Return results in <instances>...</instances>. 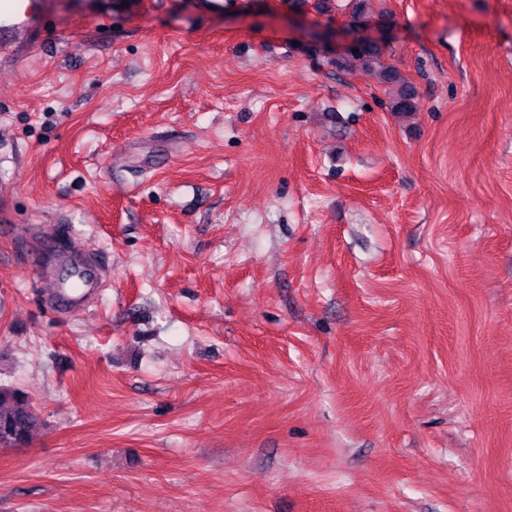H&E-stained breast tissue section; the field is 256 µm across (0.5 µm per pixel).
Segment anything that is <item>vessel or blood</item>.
Returning a JSON list of instances; mask_svg holds the SVG:
<instances>
[{"mask_svg": "<svg viewBox=\"0 0 512 512\" xmlns=\"http://www.w3.org/2000/svg\"><path fill=\"white\" fill-rule=\"evenodd\" d=\"M44 23L41 0H0V55L12 57L35 43ZM49 262L76 268L79 280L44 272L54 303L83 307L102 287L107 273L93 253L76 248L49 255Z\"/></svg>", "mask_w": 512, "mask_h": 512, "instance_id": "vessel-or-blood-1", "label": "vessel or blood"}]
</instances>
